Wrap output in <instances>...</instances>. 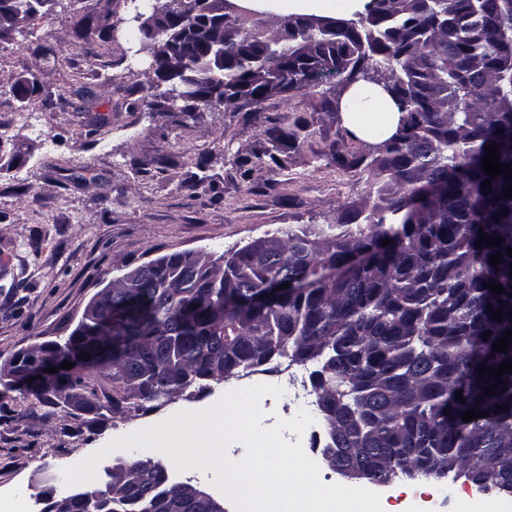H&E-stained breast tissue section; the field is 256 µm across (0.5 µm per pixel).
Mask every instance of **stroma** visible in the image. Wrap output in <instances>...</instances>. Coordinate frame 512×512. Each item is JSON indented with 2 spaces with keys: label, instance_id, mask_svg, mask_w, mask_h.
<instances>
[{
  "label": "stroma",
  "instance_id": "stroma-1",
  "mask_svg": "<svg viewBox=\"0 0 512 512\" xmlns=\"http://www.w3.org/2000/svg\"><path fill=\"white\" fill-rule=\"evenodd\" d=\"M128 14L129 0H54L32 33L0 44V115L10 120L0 129V369L27 350L64 342L89 302L128 268L174 252L217 258L277 232L335 223L368 198L366 170L333 158L358 147L343 114L319 109L320 94L278 95L256 114L229 100L190 113L148 110L138 87L146 56ZM32 74L41 94L18 108L11 88ZM269 117L299 145L287 169L255 167V183L275 186L251 192L234 159L262 153ZM285 370L299 386L262 399L263 426L285 409L311 407L308 367ZM229 388L214 383L120 416L103 410L100 394L47 405L24 386L2 384L0 496L42 502L62 493L63 468L113 438L207 408ZM372 490L384 512H499L502 503L449 477L402 475Z\"/></svg>",
  "mask_w": 512,
  "mask_h": 512
}]
</instances>
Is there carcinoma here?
Segmentation results:
<instances>
[{
	"instance_id": "1",
	"label": "carcinoma",
	"mask_w": 512,
	"mask_h": 512,
	"mask_svg": "<svg viewBox=\"0 0 512 512\" xmlns=\"http://www.w3.org/2000/svg\"><path fill=\"white\" fill-rule=\"evenodd\" d=\"M50 2L0 0V43ZM404 2L366 0L351 17L286 14L272 36L235 29L223 42L211 32L223 26L224 0H189L176 13L134 6L140 50L151 56L140 83L149 109L193 112L227 97L257 113L277 93L319 89L321 107L340 112L344 93L364 82L390 95L397 128L379 143L362 141L359 155L335 153L345 168L369 169L370 208L346 210L326 232L290 230L268 237L269 249L250 243L223 255L219 283L208 273L168 282L182 264L174 252L156 259L142 286L112 289V314L100 325L112 333V359L78 366L69 390L95 395L106 382L112 413L124 415L265 372L274 360L310 364L309 395L328 428L321 448L338 474L387 484L451 472L474 484L490 459L500 467L492 492L512 497V374L489 397L495 380L477 373L512 360V343L493 350L512 330V198L504 196L512 183L481 166L486 145L512 166V0H411L409 10ZM40 92L34 74L12 88L21 104ZM264 133L263 153L237 161L247 184L257 165L286 168L296 147L278 118H266ZM483 232L501 246L476 247ZM368 243L375 257L345 262ZM497 252L503 261L493 267ZM278 280L295 285L288 297L254 306ZM490 282L503 292L484 287ZM90 341L91 329H77L41 352L61 360ZM505 403L509 410L499 409ZM468 409L488 416L465 422ZM148 461L139 454L113 465L110 490L65 495L69 512H93L109 491L112 512H204L179 495L166 466L143 468Z\"/></svg>"
}]
</instances>
